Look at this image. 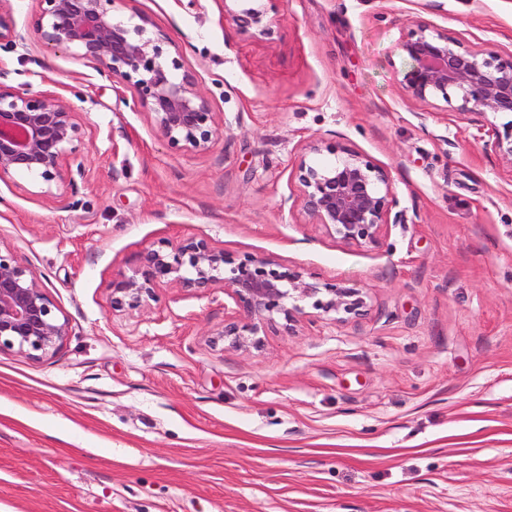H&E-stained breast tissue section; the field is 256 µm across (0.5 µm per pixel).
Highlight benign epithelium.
Segmentation results:
<instances>
[{
    "label": "benign epithelium",
    "instance_id": "7a95c632",
    "mask_svg": "<svg viewBox=\"0 0 512 512\" xmlns=\"http://www.w3.org/2000/svg\"><path fill=\"white\" fill-rule=\"evenodd\" d=\"M9 0H0V49L27 48L13 23ZM34 30L52 51H74L103 78L132 89L133 110L142 109L168 145L206 152L220 136L208 98L198 89L195 72L186 68L180 46L169 34L147 29L148 20L117 19L116 0H40ZM223 12L239 28L269 38L273 33L267 0H223ZM411 60L401 88L416 103L455 102L458 114L487 118L512 115V56L469 48L448 32L419 18L399 43ZM0 68V181L24 174L43 189L77 192L66 156L80 139L74 104L30 83L8 85ZM487 146L512 165V121L490 123ZM330 163L301 159L296 178L301 207L347 244L374 246L385 226L404 222V212L389 173L360 153L340 148ZM169 283L206 294L224 289L249 319L227 323L216 340L238 347L259 343L265 324L281 316L286 327L302 313L298 302L346 321L364 314L367 302L357 288L320 283L270 258L236 259L201 235L175 243L163 241L141 255L139 267L111 283L112 307L137 310L155 299L156 288ZM71 334L69 319L42 287L37 274L0 251V354L23 353L40 360L54 355Z\"/></svg>",
    "mask_w": 512,
    "mask_h": 512
}]
</instances>
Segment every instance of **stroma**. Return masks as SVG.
<instances>
[{"mask_svg": "<svg viewBox=\"0 0 512 512\" xmlns=\"http://www.w3.org/2000/svg\"><path fill=\"white\" fill-rule=\"evenodd\" d=\"M27 55L12 84L72 99L73 206L0 182V246L41 276L72 334L54 356L0 355V512H512V165L479 122L412 103L399 42L422 17L512 54V0H274L273 36L220 0H117L183 49L221 135L171 148L130 90L45 50L38 0H10ZM386 169L402 224L346 244L301 208L309 143ZM189 234L367 296L337 322L304 302L260 347L223 290L160 285L137 310L110 283Z\"/></svg>", "mask_w": 512, "mask_h": 512, "instance_id": "1", "label": "stroma"}]
</instances>
